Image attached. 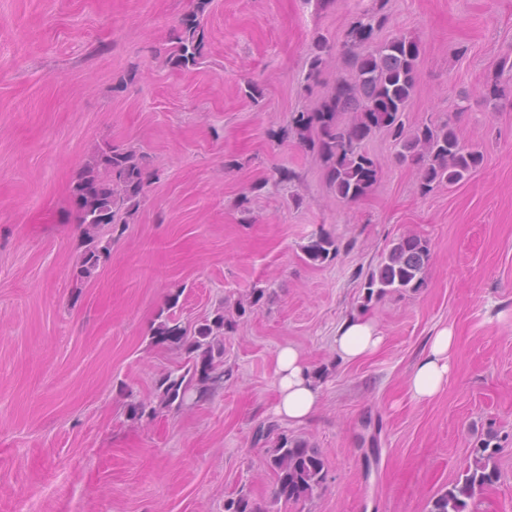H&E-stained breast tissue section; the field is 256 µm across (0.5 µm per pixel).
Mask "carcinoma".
<instances>
[{
  "instance_id": "1",
  "label": "carcinoma",
  "mask_w": 512,
  "mask_h": 512,
  "mask_svg": "<svg viewBox=\"0 0 512 512\" xmlns=\"http://www.w3.org/2000/svg\"><path fill=\"white\" fill-rule=\"evenodd\" d=\"M377 2L375 11L358 18L347 31L343 51L353 60L351 78L338 82L318 110L300 112L293 118L300 142L318 154L336 195L347 201L362 198L377 181L379 165L362 150L363 142L377 130L386 131L400 146L401 161L420 168L423 192L435 184L451 186L466 180L483 161L479 152L461 142L449 120L422 123L406 130L403 116L418 81L420 46L405 36L377 41L387 21L383 13L387 0ZM208 3L209 0H198L196 10L184 16L176 30L170 60L177 68L198 64L204 46L202 16ZM316 50L309 73L312 78L332 56V46L325 39L318 41ZM344 112H351L354 117L342 127L339 116ZM313 127L319 129L315 140L307 137ZM144 159L132 147L108 144L76 172L69 205L74 223L83 229L84 250L78 278L91 277L107 262L111 241H102V231L114 224L128 223L131 212L144 197L149 178ZM303 251L308 261L320 265L334 258L338 247L332 235L320 231L309 238ZM429 259L426 241L413 234L399 237L364 283L367 299L423 287ZM181 293L179 289L169 295V313L158 315L151 338L157 344L184 350L188 355L185 371L168 372L157 381L158 406L143 401L128 404L132 419L154 417L162 409L179 410L191 392L201 401L224 379V333L234 330L236 320L218 312L190 332L170 313L178 305ZM498 452L499 447L491 445L489 439L471 449L462 478L433 499L429 512H467L468 500L499 478ZM267 455L275 475L277 500L306 499L324 479L323 456L303 438L280 436L267 449ZM224 512L266 510L240 493L224 500Z\"/></svg>"
}]
</instances>
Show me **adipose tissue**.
Here are the masks:
<instances>
[{"label":"adipose tissue","mask_w":512,"mask_h":512,"mask_svg":"<svg viewBox=\"0 0 512 512\" xmlns=\"http://www.w3.org/2000/svg\"><path fill=\"white\" fill-rule=\"evenodd\" d=\"M383 342L384 338L372 320L355 316L340 324L333 346L343 361L355 363L378 352ZM456 344L457 338L451 328H441L434 334L428 350L408 379L409 391L414 399H431L444 388L452 370L451 354ZM275 374L277 415L301 422L318 411L320 389L306 359L297 349L285 346L278 351Z\"/></svg>","instance_id":"1"}]
</instances>
